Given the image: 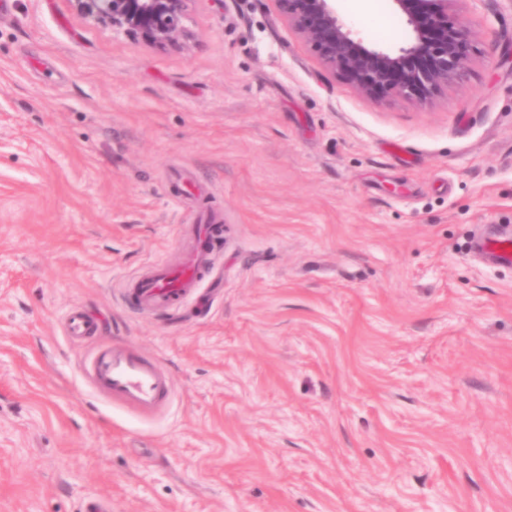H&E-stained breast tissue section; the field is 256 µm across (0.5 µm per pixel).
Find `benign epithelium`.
<instances>
[{
	"instance_id": "obj_1",
	"label": "benign epithelium",
	"mask_w": 512,
	"mask_h": 512,
	"mask_svg": "<svg viewBox=\"0 0 512 512\" xmlns=\"http://www.w3.org/2000/svg\"><path fill=\"white\" fill-rule=\"evenodd\" d=\"M91 23L140 37L164 49L189 37L184 21L190 0H71ZM280 16L321 63L362 95L383 92L431 101L464 75L476 22L462 0H392L410 28L396 52L369 45L336 12L335 0H275Z\"/></svg>"
}]
</instances>
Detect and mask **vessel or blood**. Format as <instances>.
Masks as SVG:
<instances>
[{
  "instance_id": "1",
  "label": "vessel or blood",
  "mask_w": 512,
  "mask_h": 512,
  "mask_svg": "<svg viewBox=\"0 0 512 512\" xmlns=\"http://www.w3.org/2000/svg\"><path fill=\"white\" fill-rule=\"evenodd\" d=\"M222 230L217 214L200 215L192 227L189 244L184 245L183 259L171 265L155 262L149 274L136 279L128 290L129 305L150 312L183 302L194 296L201 285L211 252L209 246ZM476 250L500 264H512V236L489 232L475 244ZM93 319L74 310L67 323V333L76 338L93 335ZM93 384L113 401L140 414L154 413L170 394L168 379L154 362L132 351L126 345L113 343L99 348L85 366Z\"/></svg>"
}]
</instances>
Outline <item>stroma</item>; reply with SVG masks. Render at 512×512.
Segmentation results:
<instances>
[{
  "label": "stroma",
  "instance_id": "obj_1",
  "mask_svg": "<svg viewBox=\"0 0 512 512\" xmlns=\"http://www.w3.org/2000/svg\"><path fill=\"white\" fill-rule=\"evenodd\" d=\"M462 8L465 76L421 103L359 94L274 0H191L167 50L7 0L0 512H512V267L469 251L512 227V0ZM206 211L207 304L128 308ZM112 342L169 377L155 415L84 373ZM93 319L81 310H74L67 323V333L76 338H85L94 334Z\"/></svg>",
  "mask_w": 512,
  "mask_h": 512
}]
</instances>
